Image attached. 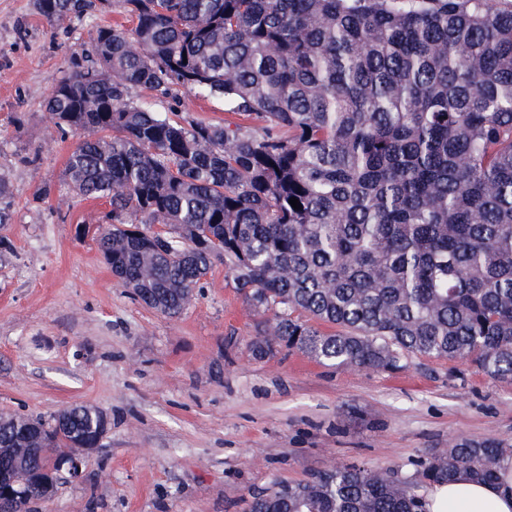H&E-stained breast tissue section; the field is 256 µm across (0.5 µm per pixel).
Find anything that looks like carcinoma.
<instances>
[{"label": "carcinoma", "instance_id": "cac0c4a2", "mask_svg": "<svg viewBox=\"0 0 512 512\" xmlns=\"http://www.w3.org/2000/svg\"><path fill=\"white\" fill-rule=\"evenodd\" d=\"M109 4L135 26L95 28L45 108L84 133L64 179L110 202L96 242L118 285L175 316L219 262L272 314L257 356L512 378V0H34L48 21ZM137 89L222 96L249 124L180 120ZM60 416L0 414V469L28 482L15 512L52 496L57 476L30 483L50 457L98 436L94 407ZM508 454L461 440L412 476L342 465L248 512H423L421 484L493 483Z\"/></svg>", "mask_w": 512, "mask_h": 512}]
</instances>
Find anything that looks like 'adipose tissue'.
I'll return each instance as SVG.
<instances>
[{"label": "adipose tissue", "instance_id": "adipose-tissue-1", "mask_svg": "<svg viewBox=\"0 0 512 512\" xmlns=\"http://www.w3.org/2000/svg\"><path fill=\"white\" fill-rule=\"evenodd\" d=\"M426 512H512V457L499 463V479L488 484L461 475L432 485L425 496Z\"/></svg>", "mask_w": 512, "mask_h": 512}]
</instances>
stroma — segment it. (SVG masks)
<instances>
[{
    "mask_svg": "<svg viewBox=\"0 0 512 512\" xmlns=\"http://www.w3.org/2000/svg\"><path fill=\"white\" fill-rule=\"evenodd\" d=\"M120 8L49 22L33 0H0V413L41 417L76 405L108 431L80 478L60 471L36 512H246L253 492L333 465L415 473L462 438L512 443V381L465 362L415 359L396 372L324 366L280 348L253 357L258 317L223 264L168 316L119 286L94 234L111 206L71 197L76 132L44 102L71 54ZM169 109L239 122L219 96L179 93ZM50 187L45 201L35 191Z\"/></svg>",
    "mask_w": 512,
    "mask_h": 512,
    "instance_id": "stroma-1",
    "label": "stroma"
}]
</instances>
